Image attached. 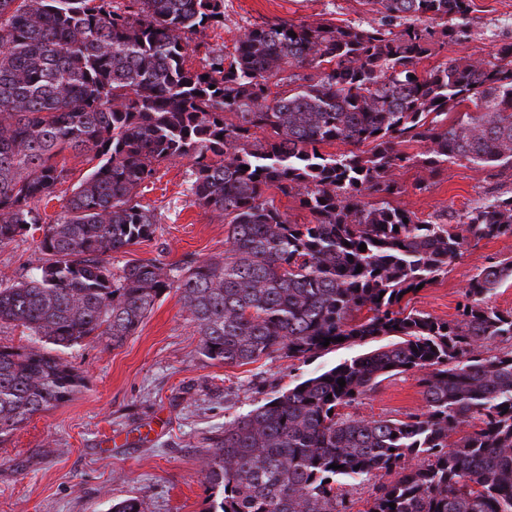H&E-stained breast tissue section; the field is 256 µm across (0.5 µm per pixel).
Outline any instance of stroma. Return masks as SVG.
I'll return each mask as SVG.
<instances>
[{"instance_id": "obj_1", "label": "stroma", "mask_w": 512, "mask_h": 512, "mask_svg": "<svg viewBox=\"0 0 512 512\" xmlns=\"http://www.w3.org/2000/svg\"><path fill=\"white\" fill-rule=\"evenodd\" d=\"M378 19L362 0H224L223 27L208 31L214 47L233 51L243 30L278 21L368 25ZM469 37L425 60L493 61L512 41V0H473ZM188 160L158 166V179L140 197L160 215L154 235L114 255L165 263L222 256L225 224L212 220L186 196ZM405 191L396 202L419 217L460 214L491 195L512 191V171L492 177L465 162L449 165L441 179L421 166L404 170ZM424 190H417V183ZM512 258V238L466 246L448 273L413 295L411 309L441 320L456 318L462 293L489 259ZM41 262L32 236L0 247V276L16 279ZM368 345L337 347L307 360L270 357L244 366L212 362L200 353L179 292L164 295L122 346L86 339L59 350L86 384L56 408L34 415L0 439V512H109L113 503L139 497L148 512H206L209 492L201 455L225 423L275 392L368 352ZM423 405L416 373L384 379L353 411L364 418H399Z\"/></svg>"}]
</instances>
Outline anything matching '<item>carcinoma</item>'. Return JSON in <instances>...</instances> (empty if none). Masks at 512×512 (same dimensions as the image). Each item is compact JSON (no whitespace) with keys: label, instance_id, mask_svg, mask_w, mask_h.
Wrapping results in <instances>:
<instances>
[{"label":"carcinoma","instance_id":"obj_1","mask_svg":"<svg viewBox=\"0 0 512 512\" xmlns=\"http://www.w3.org/2000/svg\"><path fill=\"white\" fill-rule=\"evenodd\" d=\"M363 3L378 24L247 28L236 54L208 48L190 69L200 35L224 26V0H0V246L37 225L43 255L0 280V324L57 348L118 347L174 288L201 355L227 366L390 339L225 424L202 460L208 512H354L342 480L373 483L365 512H512V348H491L512 341V312L489 305L512 260L473 277L453 320L404 305L470 241L512 237V194L453 224L393 201L411 164L431 178L458 161L512 169V42L495 62L425 69L467 38L473 0ZM338 142L353 149L324 151ZM67 150L89 169L42 225ZM172 158L191 163L192 204L228 226L224 255L112 267L154 234L160 219L136 197ZM278 195L311 220L291 222ZM407 371L420 411L344 412ZM83 386L51 352L0 344V439ZM111 512L147 506L131 497Z\"/></svg>","mask_w":512,"mask_h":512}]
</instances>
